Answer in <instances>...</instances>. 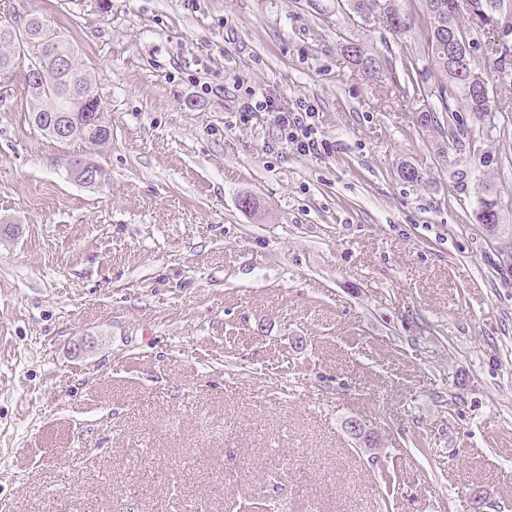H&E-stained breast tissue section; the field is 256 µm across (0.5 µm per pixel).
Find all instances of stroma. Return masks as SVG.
<instances>
[{"mask_svg": "<svg viewBox=\"0 0 512 512\" xmlns=\"http://www.w3.org/2000/svg\"><path fill=\"white\" fill-rule=\"evenodd\" d=\"M394 5L400 38L348 0H0L112 123L55 142L0 85V512H512V273L472 188L512 228V0L474 51L505 132L464 151L418 126L426 21ZM249 89L310 101L329 152L241 122ZM349 52H351V55H348L349 58L362 70L366 77L373 79L379 76L381 73V63L377 57L368 54L358 45L350 47ZM482 186L475 185V195L484 193L481 197L477 198V209L475 212V221L481 226L489 227V224H498V213L500 205L498 201L497 192L494 189V185L491 181L479 180ZM483 187V188H482Z\"/></svg>", "mask_w": 512, "mask_h": 512, "instance_id": "35a3bbf8", "label": "stroma"}]
</instances>
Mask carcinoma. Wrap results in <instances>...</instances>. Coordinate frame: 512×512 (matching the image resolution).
I'll return each instance as SVG.
<instances>
[{
	"label": "carcinoma",
	"instance_id": "carcinoma-1",
	"mask_svg": "<svg viewBox=\"0 0 512 512\" xmlns=\"http://www.w3.org/2000/svg\"><path fill=\"white\" fill-rule=\"evenodd\" d=\"M421 10L427 19L426 47L427 64L419 67L410 65L414 81L426 84L431 74H436L434 87L423 90L433 102L425 105L421 117L423 129L447 124L448 148L462 149L470 133L481 125L487 112L485 96L478 89L466 83L454 71L448 55V37L460 41H471L474 34L466 30L458 20V0H419ZM492 0H469L471 13L478 21L476 32H490L488 23L481 17L480 10L487 9ZM354 64L368 78L381 73L379 59L358 45L350 47ZM65 61V67H57L58 60ZM26 71L42 73L40 82L26 81L31 101V112L35 123L42 130L51 132L63 118L70 115L68 139L89 143L92 128L105 131L110 123L101 110L100 98H75L80 90H94L97 84L92 76L78 62L75 49L46 21L36 15H29L26 25L15 27L0 23V77L12 78L21 63ZM462 105L472 121L467 125L460 119L456 105ZM484 193L477 198L475 221L485 227L498 223L500 205L492 182L482 181Z\"/></svg>",
	"mask_w": 512,
	"mask_h": 512
}]
</instances>
